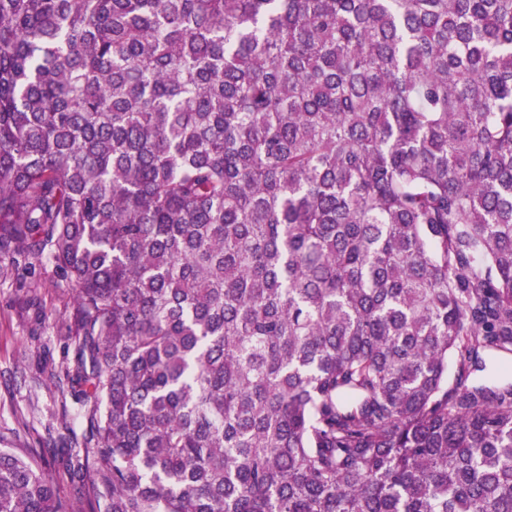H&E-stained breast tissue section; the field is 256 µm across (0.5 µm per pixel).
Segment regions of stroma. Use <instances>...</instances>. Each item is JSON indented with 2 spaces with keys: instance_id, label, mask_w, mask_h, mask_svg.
<instances>
[{
  "instance_id": "obj_1",
  "label": "stroma",
  "mask_w": 512,
  "mask_h": 512,
  "mask_svg": "<svg viewBox=\"0 0 512 512\" xmlns=\"http://www.w3.org/2000/svg\"><path fill=\"white\" fill-rule=\"evenodd\" d=\"M37 291L50 321L38 328L25 309L27 291ZM72 298L48 264L5 266L0 271V448L22 441L37 448L62 423L78 426L76 403L62 405L51 368L72 357Z\"/></svg>"
}]
</instances>
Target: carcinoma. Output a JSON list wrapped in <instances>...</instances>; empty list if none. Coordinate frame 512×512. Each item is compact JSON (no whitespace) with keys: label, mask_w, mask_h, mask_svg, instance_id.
<instances>
[{"label":"carcinoma","mask_w":512,"mask_h":512,"mask_svg":"<svg viewBox=\"0 0 512 512\" xmlns=\"http://www.w3.org/2000/svg\"><path fill=\"white\" fill-rule=\"evenodd\" d=\"M2 252L83 429L0 512H512V0H0ZM42 458L44 460L47 470H49V472L52 473V475L54 476L56 484L61 494L68 498L73 497V485L68 479V476L65 475L63 469L57 464L54 451L46 450L43 453Z\"/></svg>","instance_id":"cac0c4a2"}]
</instances>
